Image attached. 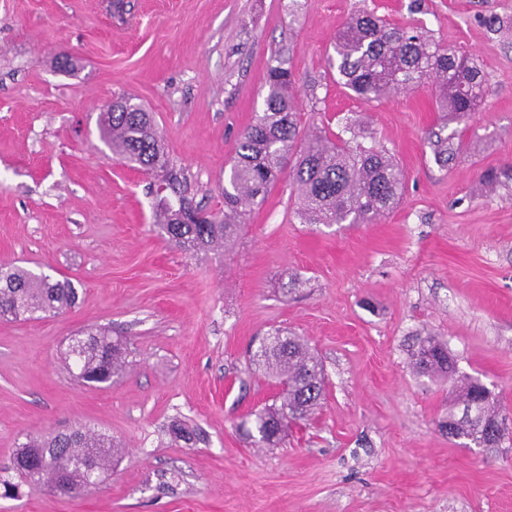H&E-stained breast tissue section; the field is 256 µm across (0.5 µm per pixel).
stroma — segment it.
Segmentation results:
<instances>
[{"instance_id":"35a3bbf8","label":"stroma","mask_w":512,"mask_h":512,"mask_svg":"<svg viewBox=\"0 0 512 512\" xmlns=\"http://www.w3.org/2000/svg\"><path fill=\"white\" fill-rule=\"evenodd\" d=\"M366 9L473 59L490 85L478 112L437 111L427 81L370 105L338 85L333 42ZM279 62L302 132L352 123L395 158L402 196L372 223L304 224L285 176L226 249L181 250L153 220L154 177L113 155L101 113L143 105L220 216ZM454 131L440 166L433 143ZM510 166L512 0H0V263L78 293L63 313L0 319V471L29 436L86 427L122 446L99 485L24 484L0 512H512V434L489 450L449 437L452 382L411 366L425 337L446 343L512 427V182L482 180ZM90 327L128 342L112 385L66 368ZM278 329L321 360L326 397L258 448L242 425L277 386L252 356ZM175 420L201 440L172 437Z\"/></svg>"}]
</instances>
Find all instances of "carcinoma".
Here are the masks:
<instances>
[{
    "label": "carcinoma",
    "instance_id": "1",
    "mask_svg": "<svg viewBox=\"0 0 512 512\" xmlns=\"http://www.w3.org/2000/svg\"><path fill=\"white\" fill-rule=\"evenodd\" d=\"M336 72L344 88L366 103L379 102L392 93L408 90L424 80L433 82L436 104L442 112L464 118L478 111L488 87L481 71L467 60L443 50L423 31L408 30L365 10L337 35L334 46ZM292 73L281 65L268 71V91L263 112L240 135L230 173L224 180V218L201 215L190 197L187 178L170 164L151 113L129 97L112 102L102 115V138L112 153L153 175L163 190L178 197V206L163 199L154 218L161 232L179 248L219 251L239 235L243 218L261 204L292 164L304 224H361L384 215L404 190V179L387 151L366 147L336 135L304 137L288 95ZM455 135L437 138L435 160L442 166L453 159L460 144ZM70 283L53 282L46 275L10 264L0 265V317L29 319L36 313L58 314L76 301ZM68 356L80 366L79 378L106 384L126 367L122 344L108 332L88 329L73 339ZM269 374L282 387L278 408L254 413V443L275 446L292 420H301L321 405L325 397L323 369L304 341L282 330L266 337L257 351ZM415 367L423 374L452 376L447 347L427 339L415 354ZM463 403L481 400L473 418L452 438H464L480 448L493 443L484 437L485 425L500 418L496 395L480 397L472 379L461 380ZM16 475L24 482L64 488L74 494L106 477L118 445L112 438L79 427L67 433L33 437L18 445Z\"/></svg>",
    "mask_w": 512,
    "mask_h": 512
}]
</instances>
